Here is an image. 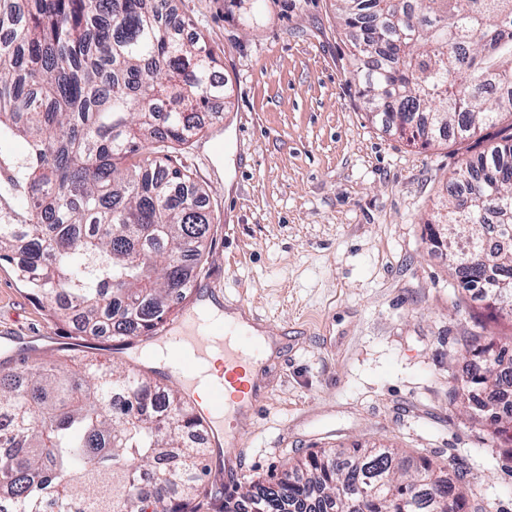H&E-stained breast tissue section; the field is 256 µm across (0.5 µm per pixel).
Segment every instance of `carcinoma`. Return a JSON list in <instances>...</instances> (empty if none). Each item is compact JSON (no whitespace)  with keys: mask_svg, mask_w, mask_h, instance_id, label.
Segmentation results:
<instances>
[{"mask_svg":"<svg viewBox=\"0 0 512 512\" xmlns=\"http://www.w3.org/2000/svg\"><path fill=\"white\" fill-rule=\"evenodd\" d=\"M165 0H0V264L85 336L150 339L197 286L211 224L206 192L170 163L224 96L218 61L186 41ZM259 26L253 0H234ZM367 70L368 111L394 133L469 135L512 116V0H337ZM23 139L21 156L7 146ZM453 200L427 224L463 289L512 317V251L485 260L458 247L493 213L512 224V133L454 173ZM467 336L477 363L462 383L489 413L495 446L512 416L492 407L512 384V353ZM488 400H479L481 392ZM196 403L141 370L98 360L69 368L26 358L0 374V512H237L208 479ZM253 512H466L458 480L390 448H321Z\"/></svg>","mask_w":512,"mask_h":512,"instance_id":"cac0c4a2","label":"carcinoma"}]
</instances>
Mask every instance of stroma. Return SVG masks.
<instances>
[{
  "label": "stroma",
  "mask_w": 512,
  "mask_h": 512,
  "mask_svg": "<svg viewBox=\"0 0 512 512\" xmlns=\"http://www.w3.org/2000/svg\"><path fill=\"white\" fill-rule=\"evenodd\" d=\"M171 6L224 78L219 119L202 115L203 130L171 151L208 194L199 286L277 338L245 477L226 481L228 494L277 480L311 450L359 444L466 470L468 512H512V445L490 447L451 395L473 324L498 338L512 323L460 287L426 231L453 172L511 133L512 117L428 144L385 131L359 97L336 0H255L258 28L229 0ZM143 352L67 335L0 265V364L88 354L144 369Z\"/></svg>",
  "instance_id": "1"
}]
</instances>
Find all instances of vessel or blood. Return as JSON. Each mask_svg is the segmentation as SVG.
Returning <instances> with one entry per match:
<instances>
[{
	"mask_svg": "<svg viewBox=\"0 0 512 512\" xmlns=\"http://www.w3.org/2000/svg\"><path fill=\"white\" fill-rule=\"evenodd\" d=\"M169 350L168 375L184 394L202 373L209 353L220 349L223 360L218 380L208 389V404L200 412L212 447H226L225 474L243 477L242 461L249 430L258 412L257 388L246 366L260 365L264 342L236 321H208L193 317L191 323L167 325L159 333Z\"/></svg>",
	"mask_w": 512,
	"mask_h": 512,
	"instance_id": "obj_1",
	"label": "vessel or blood"
}]
</instances>
